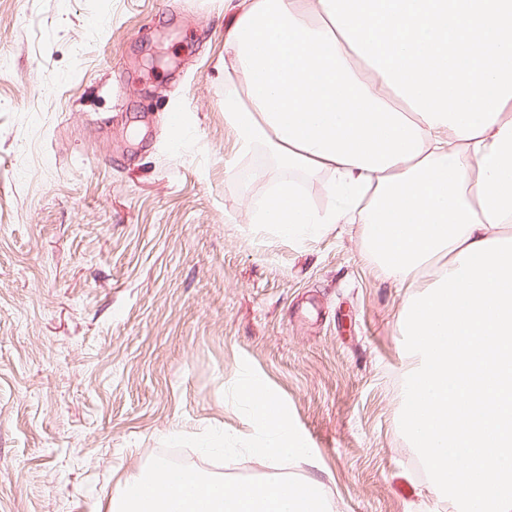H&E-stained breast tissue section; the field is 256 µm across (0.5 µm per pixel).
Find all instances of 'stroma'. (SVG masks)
Returning a JSON list of instances; mask_svg holds the SVG:
<instances>
[{
    "label": "stroma",
    "mask_w": 512,
    "mask_h": 512,
    "mask_svg": "<svg viewBox=\"0 0 512 512\" xmlns=\"http://www.w3.org/2000/svg\"><path fill=\"white\" fill-rule=\"evenodd\" d=\"M231 15L0 0V512H108L172 450L229 484L320 483L332 512H461L403 426L407 288L358 225L285 238L253 221L287 174L266 161L247 180L233 157ZM245 379L304 459L266 467Z\"/></svg>",
    "instance_id": "35a3bbf8"
}]
</instances>
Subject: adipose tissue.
<instances>
[{
  "instance_id": "obj_1",
  "label": "adipose tissue",
  "mask_w": 512,
  "mask_h": 512,
  "mask_svg": "<svg viewBox=\"0 0 512 512\" xmlns=\"http://www.w3.org/2000/svg\"><path fill=\"white\" fill-rule=\"evenodd\" d=\"M224 122L237 156L335 173L313 212L287 180L255 215L281 237L356 224L412 294L404 425L430 490L512 512V0H237L224 40ZM279 465L299 443L273 394L236 393ZM153 466L108 512H331L310 484Z\"/></svg>"
}]
</instances>
